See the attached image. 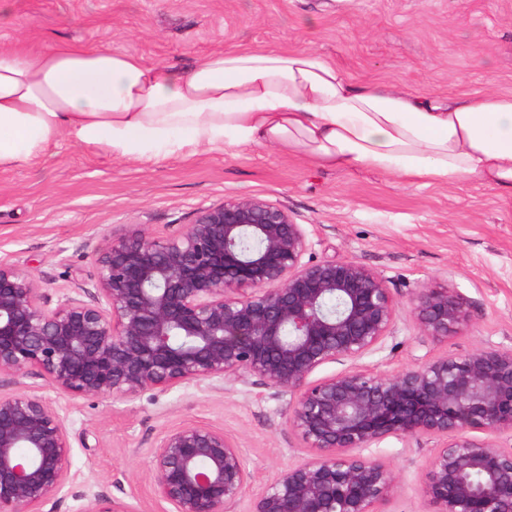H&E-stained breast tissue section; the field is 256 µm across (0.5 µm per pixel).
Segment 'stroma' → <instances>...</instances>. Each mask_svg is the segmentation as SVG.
I'll return each mask as SVG.
<instances>
[{"label":"stroma","mask_w":512,"mask_h":512,"mask_svg":"<svg viewBox=\"0 0 512 512\" xmlns=\"http://www.w3.org/2000/svg\"><path fill=\"white\" fill-rule=\"evenodd\" d=\"M0 50L58 43L124 50L191 66L226 48L310 49L359 84L445 95L512 94V0H10ZM231 195L288 207L311 242L307 260L352 259L380 272L397 323L362 366L394 374L423 357L512 347V198L475 183L398 184L373 170H324L270 147L116 160L60 141L31 164L0 170V261L33 271L59 297L95 275L92 247L111 234L158 236ZM450 285L471 322L454 336L421 335L422 288ZM38 387L64 418L72 483L57 512L109 496L129 512H171L150 475V451L187 422L223 429L251 479L231 512H250L278 475L311 457L287 422L289 395L259 379L179 384L133 399L76 400L33 376L1 375L0 392ZM437 445L392 435L365 449L401 475L382 512H433L423 497Z\"/></svg>","instance_id":"obj_1"}]
</instances>
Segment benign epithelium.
Masks as SVG:
<instances>
[{
  "mask_svg": "<svg viewBox=\"0 0 512 512\" xmlns=\"http://www.w3.org/2000/svg\"><path fill=\"white\" fill-rule=\"evenodd\" d=\"M309 249L286 206L226 196L175 235L110 236L92 250L95 276L55 302L35 273L0 263V375L30 374L73 399L263 380L291 397L288 426L313 456L280 473L251 512H380L400 474L360 451L390 435L440 439L423 487L435 512H512V448L499 443L512 437V348L363 369L394 329L396 302L378 271L306 262ZM412 314L434 338L470 322L447 286L420 289ZM336 361L351 366L312 379ZM70 451L37 389L0 393V512L57 505ZM150 472L173 512H229L250 480L224 430L196 423L157 440ZM88 512L127 508L101 496Z\"/></svg>",
  "mask_w": 512,
  "mask_h": 512,
  "instance_id": "7a95c632",
  "label": "benign epithelium"
}]
</instances>
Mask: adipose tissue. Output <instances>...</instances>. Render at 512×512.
Wrapping results in <instances>:
<instances>
[{"instance_id": "ef3b65f1", "label": "adipose tissue", "mask_w": 512, "mask_h": 512, "mask_svg": "<svg viewBox=\"0 0 512 512\" xmlns=\"http://www.w3.org/2000/svg\"><path fill=\"white\" fill-rule=\"evenodd\" d=\"M67 139L113 158L274 146L322 169L512 196V95L354 83L312 50L228 49L189 68L118 49L0 52V168Z\"/></svg>"}]
</instances>
